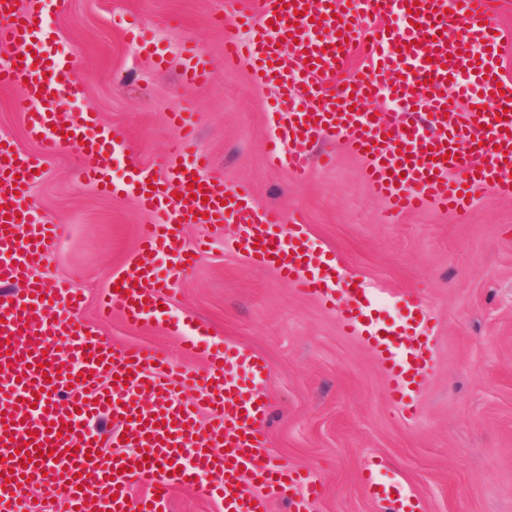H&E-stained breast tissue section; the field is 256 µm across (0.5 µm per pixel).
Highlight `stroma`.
Here are the masks:
<instances>
[{"label": "stroma", "instance_id": "1", "mask_svg": "<svg viewBox=\"0 0 512 512\" xmlns=\"http://www.w3.org/2000/svg\"><path fill=\"white\" fill-rule=\"evenodd\" d=\"M141 16L167 63L127 34ZM224 0H66L50 16L60 47L75 61L83 89L62 111L97 113L127 145L113 176L133 166L164 170L174 112L199 115L196 140L226 183H247L261 203L304 226L315 260L383 289L395 319L401 299L418 296L434 328L433 362L410 409L389 396L382 362L344 333L335 310L224 246L225 225L211 239L205 224L182 229L198 250L171 299L170 321L133 326L98 306L113 275L140 258L139 228L149 217L136 198L105 194L84 182L88 160L72 148L47 159L31 191L36 206L61 227L39 274L82 288L81 319L119 348L155 346L189 370L204 356L186 332L230 341L264 355L269 444L322 488L312 512H379L365 493L366 475L399 479L422 512H512V198L488 196L465 213L425 209L382 218L383 202L361 176L362 162L333 139L304 181L268 162L275 87L255 85L249 68L224 62ZM192 41L211 63L202 87L180 79L182 45ZM23 91L0 86V136L24 153L41 147L19 108Z\"/></svg>", "mask_w": 512, "mask_h": 512}]
</instances>
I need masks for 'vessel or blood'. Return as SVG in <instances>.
<instances>
[{"label":"vessel or blood","instance_id":"vessel-or-blood-1","mask_svg":"<svg viewBox=\"0 0 512 512\" xmlns=\"http://www.w3.org/2000/svg\"><path fill=\"white\" fill-rule=\"evenodd\" d=\"M51 7L50 0H0V46L10 50L0 85L23 88L20 108L41 145L40 154L21 156L0 138V512H163L184 486L220 501L224 512H270L275 501L309 512L320 486L275 454L262 431L265 357L213 344L196 373L153 347L116 349L80 318L81 289L38 276L59 240L58 225L31 200L46 157L77 146L91 159L83 172L90 184L134 193L150 215L140 250L164 255L167 275L148 261L132 264L105 303L130 324L162 319L196 261L181 244L182 227L200 215L217 232L237 225V253L330 303L346 331L384 362L400 403L433 355L425 307L407 301L399 322L386 323L372 305L375 288L310 261L301 225L286 224L246 184L200 178L211 163L195 140L194 113L174 114L164 172L138 166L114 181L113 155L125 143L112 127L90 112L59 120V107L83 90L46 19ZM492 18L484 0H264L257 18L226 0L224 52L250 65L257 83L277 88L269 156L296 180L307 176L313 145L332 134L363 160L386 219L428 206L458 212L479 195L512 196V78L500 72ZM244 26L252 32L247 44L237 37ZM286 52L294 60L288 68L280 64ZM355 52L365 64L343 77ZM185 59L182 79L205 85L206 56L190 42ZM382 99L417 111L418 120L392 125L370 109ZM465 101L477 102V111L460 113ZM463 143L474 159L459 156ZM199 385L205 400L188 399ZM145 393L147 412L137 404ZM103 414L118 422L104 435L91 427ZM136 484L145 496H132ZM364 489L388 512H418L417 499L394 482L369 480ZM32 490L44 491V501L29 499Z\"/></svg>","mask_w":512,"mask_h":512}]
</instances>
